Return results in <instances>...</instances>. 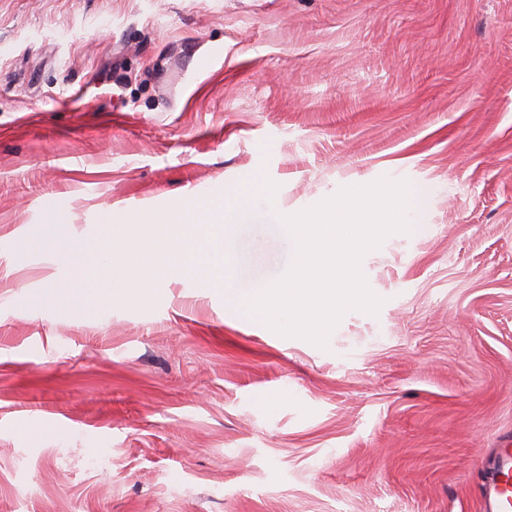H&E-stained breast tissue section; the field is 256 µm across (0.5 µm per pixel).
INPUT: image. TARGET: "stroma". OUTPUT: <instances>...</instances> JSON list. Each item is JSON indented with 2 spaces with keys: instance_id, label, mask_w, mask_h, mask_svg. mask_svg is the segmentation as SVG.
Here are the masks:
<instances>
[{
  "instance_id": "obj_1",
  "label": "stroma",
  "mask_w": 512,
  "mask_h": 512,
  "mask_svg": "<svg viewBox=\"0 0 512 512\" xmlns=\"http://www.w3.org/2000/svg\"><path fill=\"white\" fill-rule=\"evenodd\" d=\"M299 211L380 176L425 189L367 254L385 303L329 351L209 282L144 305L35 302L21 240L64 210L209 203L259 168ZM293 244L268 204L234 287ZM512 439V0H0V512H482Z\"/></svg>"
}]
</instances>
